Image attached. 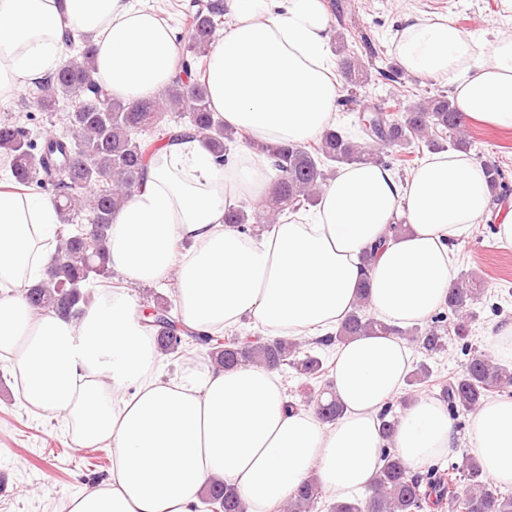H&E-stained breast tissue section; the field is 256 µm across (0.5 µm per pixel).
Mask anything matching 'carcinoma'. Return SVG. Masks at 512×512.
Returning a JSON list of instances; mask_svg holds the SVG:
<instances>
[{
	"mask_svg": "<svg viewBox=\"0 0 512 512\" xmlns=\"http://www.w3.org/2000/svg\"><path fill=\"white\" fill-rule=\"evenodd\" d=\"M187 22L185 51L172 83L157 100L126 104L112 98L95 77V47L89 40L75 46L70 32L61 43L67 49L61 64L39 81L32 91L34 105L50 116L59 117L60 128L34 137L16 121L0 123V153L11 160L15 183L30 187L52 185L54 203L61 223L72 230L61 236L51 254L46 277L26 288V300L37 311H53L81 319L91 302L88 287L110 275L107 240L113 215L145 180L148 161L160 147L141 138L153 132L161 138L173 136L166 116L176 115L179 128L192 130L206 143L215 162H224L228 144L237 140L252 145L251 138L235 135L211 108L206 83L201 81V61L218 38L223 23L224 4L220 0H190L183 10ZM342 72L353 86L363 82L359 59L345 55ZM366 138L359 142L342 129L329 128L314 145L288 143L263 145L274 159L275 191L252 211L230 205L224 223L248 232L254 224H276L288 214L317 205L328 180L341 165L383 164L386 151L396 152L401 162H409L420 144L434 151H469L472 143L463 132L464 115L448 96L439 94L408 105L374 106L364 116ZM88 217V223L78 220ZM369 281L363 280L355 308L335 334L315 340L328 346L344 344L365 335H409L428 356L446 350L448 340H466L470 325L477 320L474 305L484 293L483 282L471 273L456 278L440 312L426 326L406 332L376 319L368 311ZM150 314L141 316L158 351L165 355H186L204 348L213 362L223 368L252 364L276 369L288 365L315 384H323L310 399L316 415L327 424L343 416L344 406L331 382H322L326 368L322 358L302 350L296 338L211 334L187 326L175 305L158 296L146 305ZM421 363L406 377L409 392L389 399L377 415L379 431L386 446L382 466L375 475L371 493L363 500L323 503L321 487L312 479L302 483L280 512H424L429 505L448 503V512H512V492H503L490 483L477 459L464 452L461 461L426 473L406 469L395 450L392 437L400 411L421 389L440 388L436 398L452 412H472L496 393L512 388V368L479 353L460 369L435 381ZM203 497L215 512H245V505L231 487L212 482Z\"/></svg>",
	"mask_w": 512,
	"mask_h": 512,
	"instance_id": "cac0c4a2",
	"label": "carcinoma"
}]
</instances>
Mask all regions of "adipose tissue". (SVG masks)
Returning a JSON list of instances; mask_svg holds the SVG:
<instances>
[{"label": "adipose tissue", "mask_w": 512, "mask_h": 512, "mask_svg": "<svg viewBox=\"0 0 512 512\" xmlns=\"http://www.w3.org/2000/svg\"><path fill=\"white\" fill-rule=\"evenodd\" d=\"M227 6L232 22L207 60L212 109L259 141L318 137L336 116L340 88L322 0ZM65 29L94 42L97 80L123 101L154 100L178 69V30L141 0H0L1 99L59 66ZM391 41L398 65L447 83L465 115L512 128L511 33L480 41L435 13L406 17ZM273 174L272 158L247 147L219 165L197 136L166 140L113 218L110 268L138 283L176 273L184 323L209 333L249 317L273 336H325L365 280L377 317L412 326L440 308L455 242L490 213L481 165L446 153L404 180L374 164L345 167L307 224L253 234L225 224L228 203L267 197ZM401 218L407 231L386 239L364 271L363 254ZM59 231L51 199L0 192V358L28 406L68 420L76 445L112 450L109 478L73 493L67 512H200L212 480L234 487L246 512H273L309 479L339 500L369 487L384 445L377 414L409 367L403 340L361 336L337 347L332 377L344 414L331 426L289 409L276 374L262 367L164 381L127 289L98 288L76 323L28 305L24 292L43 276ZM469 432L486 475L512 486V398L485 401ZM391 444L412 472L451 455L447 405L414 399Z\"/></svg>", "instance_id": "obj_1"}]
</instances>
